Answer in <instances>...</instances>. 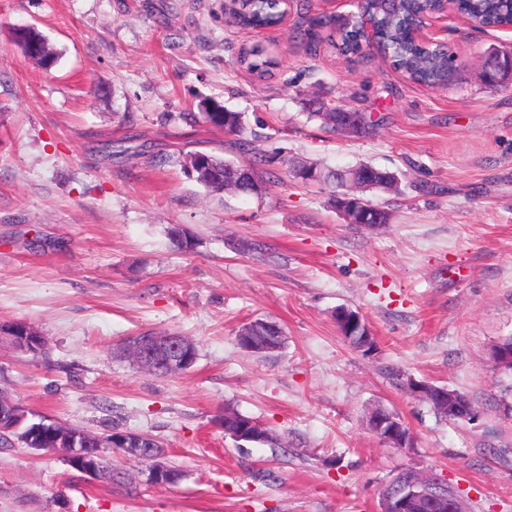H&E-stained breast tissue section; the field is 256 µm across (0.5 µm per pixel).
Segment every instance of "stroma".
Masks as SVG:
<instances>
[{
  "label": "stroma",
  "instance_id": "35a3bbf8",
  "mask_svg": "<svg viewBox=\"0 0 512 512\" xmlns=\"http://www.w3.org/2000/svg\"><path fill=\"white\" fill-rule=\"evenodd\" d=\"M315 15L357 7L290 0L281 26L248 33L224 0H0V321L46 340L37 355L0 350V388L66 425L149 435L182 473L156 487L116 456L117 480H91L14 441L0 446V512H379L378 487L402 467L446 479L469 512H512V374L490 358L512 336V87L480 79L512 29L433 20L459 64L441 90L377 49L308 45ZM24 26L46 35L51 67L24 58ZM255 44L279 62L262 81L239 62ZM209 98L240 113L241 136L186 121ZM321 100L378 123L331 131L313 116ZM240 137L263 159L260 193L184 170L192 152L239 160ZM292 163L394 172L398 191L366 194L389 224L346 223L332 186L294 178ZM175 225L193 251L175 247ZM246 240L257 250H239ZM340 307L362 314L374 350L340 335ZM258 318L282 328V349L237 344ZM154 333L192 338L193 368L157 377L116 356ZM394 369L464 393L475 419L439 421ZM378 406L413 447L370 430ZM228 408L279 442L236 446Z\"/></svg>",
  "mask_w": 512,
  "mask_h": 512
}]
</instances>
